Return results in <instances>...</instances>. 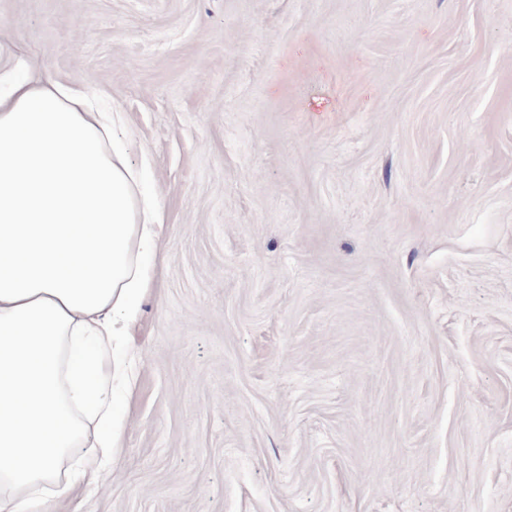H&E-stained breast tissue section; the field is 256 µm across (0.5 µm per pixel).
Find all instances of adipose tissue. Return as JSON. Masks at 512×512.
I'll list each match as a JSON object with an SVG mask.
<instances>
[{"label":"adipose tissue","instance_id":"ef3b65f1","mask_svg":"<svg viewBox=\"0 0 512 512\" xmlns=\"http://www.w3.org/2000/svg\"><path fill=\"white\" fill-rule=\"evenodd\" d=\"M0 48V512L97 477L160 209L83 90Z\"/></svg>","mask_w":512,"mask_h":512}]
</instances>
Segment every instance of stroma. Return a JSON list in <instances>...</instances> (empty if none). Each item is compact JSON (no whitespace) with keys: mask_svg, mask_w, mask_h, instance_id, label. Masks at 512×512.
<instances>
[{"mask_svg":"<svg viewBox=\"0 0 512 512\" xmlns=\"http://www.w3.org/2000/svg\"><path fill=\"white\" fill-rule=\"evenodd\" d=\"M163 212L120 445L39 512H512V0H0Z\"/></svg>","mask_w":512,"mask_h":512,"instance_id":"stroma-1","label":"stroma"}]
</instances>
